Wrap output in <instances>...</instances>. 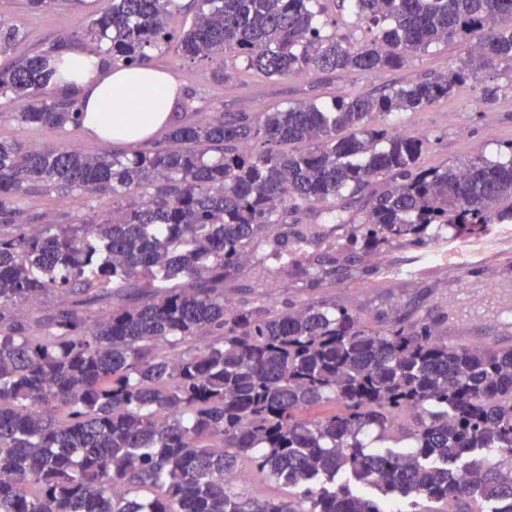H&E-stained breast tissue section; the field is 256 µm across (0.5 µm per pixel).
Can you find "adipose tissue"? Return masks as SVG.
Instances as JSON below:
<instances>
[{
  "label": "adipose tissue",
  "mask_w": 512,
  "mask_h": 512,
  "mask_svg": "<svg viewBox=\"0 0 512 512\" xmlns=\"http://www.w3.org/2000/svg\"><path fill=\"white\" fill-rule=\"evenodd\" d=\"M54 64L52 81L59 92L78 99L89 137L131 145L178 122L183 92L168 73L147 65L110 67L100 52L75 46L63 47Z\"/></svg>",
  "instance_id": "ef3b65f1"
}]
</instances>
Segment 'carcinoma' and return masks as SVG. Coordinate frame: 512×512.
<instances>
[{
    "label": "carcinoma",
    "instance_id": "carcinoma-1",
    "mask_svg": "<svg viewBox=\"0 0 512 512\" xmlns=\"http://www.w3.org/2000/svg\"><path fill=\"white\" fill-rule=\"evenodd\" d=\"M171 2L101 0L80 36L114 65L171 44L185 58L218 55L222 83L241 66L362 75L440 43L461 55L430 81L181 124L168 145L130 156L0 140V512H386L365 486L435 512L471 501L503 512L512 346L451 344L428 325L375 329L315 301L232 307L224 288L258 241L288 264V239L272 235L288 212L381 176L390 186L350 225V250L425 246L448 230L479 240L512 223V145L495 161L427 169L428 139L385 122L494 62L512 68V0H348L360 39L329 30L321 0H194L179 30ZM22 36L0 19V53ZM48 55L0 69V97L23 103V124L77 130L76 98L49 92ZM39 187L110 197L112 216L31 229L20 204ZM55 292L68 302L53 315L20 312ZM327 401L339 409L311 413ZM371 434L409 445L373 449ZM244 458L300 492L235 491Z\"/></svg>",
    "mask_w": 512,
    "mask_h": 512
}]
</instances>
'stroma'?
Returning <instances> with one entry per match:
<instances>
[{"label":"stroma","instance_id":"stroma-1","mask_svg":"<svg viewBox=\"0 0 512 512\" xmlns=\"http://www.w3.org/2000/svg\"><path fill=\"white\" fill-rule=\"evenodd\" d=\"M99 9V0H89L78 13L64 5L34 14L26 8L25 0H0V17L12 20L24 33L22 41L9 53L0 55V67L55 44L79 45L76 30ZM459 55L456 44H442L395 71L369 75L301 73L280 79L242 69L225 84L212 80L215 62L210 58L187 59L174 49L161 48L153 50L149 62L180 83L184 90L180 120L193 123L225 112L256 117L295 102L328 103L336 97L416 83L446 72ZM485 80L499 89L493 103L482 101L483 85L467 83L423 111L393 113L387 124L398 132L427 137L428 145L421 156L426 168L452 167L478 156L493 159L505 154L512 144V69L503 63L488 67ZM18 108V102L0 98L1 139L28 149L73 143L88 153L113 151L112 145L88 138L80 130L61 131L19 123L13 118ZM386 187L387 181L382 178L355 197L319 203L289 214L288 232L302 228L310 233L301 267L247 263L234 275L226 296L236 306L280 307L314 299L345 307L382 330H414L428 323L444 337L449 324L462 321L456 302L460 291L467 289L480 295L485 285L494 284L502 293L512 292V264L491 266L485 261L490 252L512 250V223L491 225L489 233L477 241L451 238L426 248L396 244L350 258L344 246L347 222L361 220L373 196ZM22 209V219L27 224H73L81 218H107L112 202L101 198L92 206L83 207L72 196L34 189L25 196ZM460 262L472 265V274L464 283L458 282L451 270L453 264ZM318 265L336 268L335 283L307 287L301 269Z\"/></svg>","mask_w":512,"mask_h":512}]
</instances>
